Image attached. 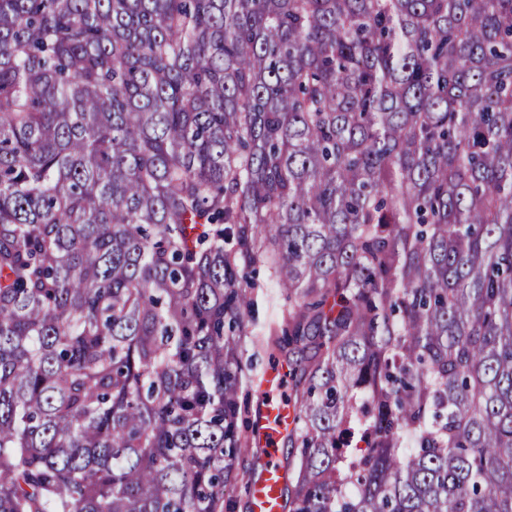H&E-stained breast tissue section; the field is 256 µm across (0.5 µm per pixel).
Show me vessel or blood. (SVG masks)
<instances>
[{
	"instance_id": "vessel-or-blood-1",
	"label": "vessel or blood",
	"mask_w": 512,
	"mask_h": 512,
	"mask_svg": "<svg viewBox=\"0 0 512 512\" xmlns=\"http://www.w3.org/2000/svg\"><path fill=\"white\" fill-rule=\"evenodd\" d=\"M294 416L283 402L265 397L256 416L261 444L269 457L261 482L255 493V512H280L279 491L285 482V471L275 459L280 437L293 425Z\"/></svg>"
}]
</instances>
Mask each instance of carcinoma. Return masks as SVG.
Here are the masks:
<instances>
[{
	"label": "carcinoma",
	"instance_id": "1",
	"mask_svg": "<svg viewBox=\"0 0 512 512\" xmlns=\"http://www.w3.org/2000/svg\"><path fill=\"white\" fill-rule=\"evenodd\" d=\"M258 267L282 512H512V0H0V512H235ZM259 279L264 283V288H260L258 292L255 320L249 325V331L254 332H258L269 323H280L286 315L289 304L287 294L276 286L269 272L262 269Z\"/></svg>",
	"mask_w": 512,
	"mask_h": 512
}]
</instances>
